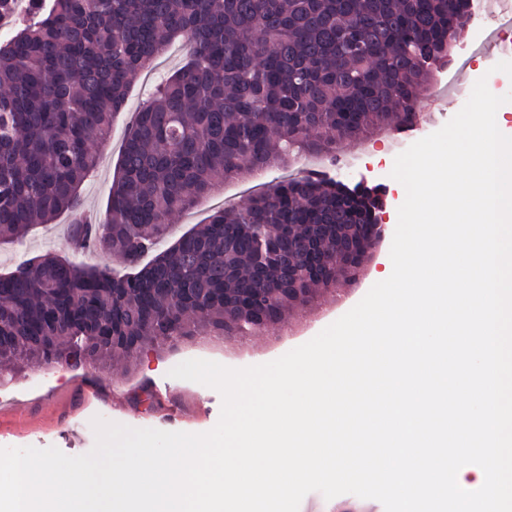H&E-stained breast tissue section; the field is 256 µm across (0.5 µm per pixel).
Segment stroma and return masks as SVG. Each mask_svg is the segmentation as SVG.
I'll use <instances>...</instances> for the list:
<instances>
[{
	"mask_svg": "<svg viewBox=\"0 0 512 512\" xmlns=\"http://www.w3.org/2000/svg\"><path fill=\"white\" fill-rule=\"evenodd\" d=\"M186 49L182 43L169 46L167 53L136 79L127 94L124 110L118 112L112 125V136L97 148L98 167L81 188L85 213L105 214L117 161L121 155L127 130L142 102L153 93L165 76L171 75L184 62ZM363 149L364 170L390 168L394 157L384 138L374 134L355 142L337 143L335 158L342 159L356 149ZM289 170L269 172L260 177L218 185L216 192L201 200L196 207L175 214L171 219V235L179 237L190 227L206 223L213 212L247 203L263 191L271 181L288 178ZM387 208L383 216L386 242L368 264L360 282L346 295L305 309L282 324L270 326L264 333L243 337L237 345H229L210 336H198L177 346H163L142 354L132 371L113 365L111 373H96L90 395L93 408L82 405L80 384L86 383L85 370H62L61 367H34L0 384V404L16 403L26 412L23 422H0V448L57 447L70 456L90 452L95 445L92 421H107L134 428L203 433L218 422L222 398L218 391L197 382L170 377V370L189 359L215 361L232 368L271 362L290 350L308 342L324 328L351 310L381 279L390 263V237H393L398 208L406 191L397 180L386 187ZM71 214L59 215L53 223L37 227L21 244L0 247V270L11 268L24 255L48 251L66 256ZM150 385L156 395L154 406L143 404V385Z\"/></svg>",
	"mask_w": 512,
	"mask_h": 512,
	"instance_id": "obj_1",
	"label": "stroma"
}]
</instances>
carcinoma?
I'll use <instances>...</instances> for the list:
<instances>
[{
  "instance_id": "obj_1",
  "label": "carcinoma",
  "mask_w": 512,
  "mask_h": 512,
  "mask_svg": "<svg viewBox=\"0 0 512 512\" xmlns=\"http://www.w3.org/2000/svg\"><path fill=\"white\" fill-rule=\"evenodd\" d=\"M471 0H31L0 45V245L61 213L73 251L0 272V368L125 371L146 350L248 336L352 283L379 186L312 173L214 212L158 250L173 214L227 180L409 123ZM181 39L185 64L137 112L104 218L81 187L131 82ZM363 237L356 266L337 238ZM288 253L285 272L274 255Z\"/></svg>"
}]
</instances>
